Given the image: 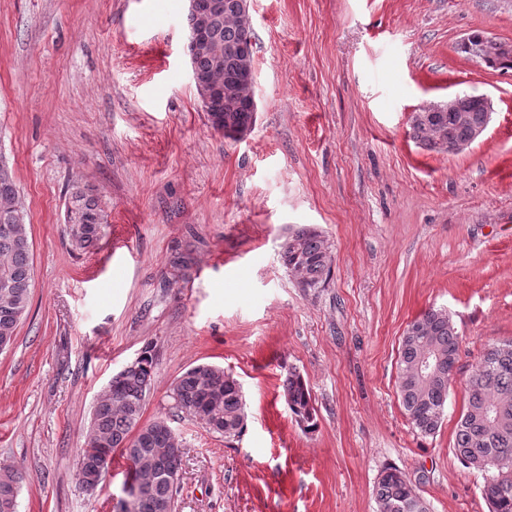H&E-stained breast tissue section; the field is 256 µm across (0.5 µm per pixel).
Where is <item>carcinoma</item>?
<instances>
[{
  "label": "carcinoma",
  "mask_w": 512,
  "mask_h": 512,
  "mask_svg": "<svg viewBox=\"0 0 512 512\" xmlns=\"http://www.w3.org/2000/svg\"><path fill=\"white\" fill-rule=\"evenodd\" d=\"M213 0H199V13L186 16L193 29L200 16L210 19V43L197 53L196 66L208 79L223 88L235 86L240 70L253 65L241 58L242 31L233 9L215 12ZM202 107L217 121L214 130L247 127L253 122L247 97L230 99L217 92ZM411 137L431 146L452 136L469 135V127L448 121V113L435 112L427 122H410ZM71 242L79 249L93 246L100 238L104 210L91 189H71L64 212ZM32 237L27 210L9 163L0 165V280L15 288L0 292V339L14 341L18 323L15 311L27 312L33 279ZM280 261L303 288L324 286L331 273V246L314 228L302 225L285 238ZM460 336L448 312L431 308L416 318L405 331L398 362L397 384L402 406L413 427L422 435H433L441 427L452 377L448 365L457 361ZM430 356L436 372L422 374L420 362ZM154 358L146 350L140 363L112 376L110 395L96 403L81 452L95 460L103 452L120 451L129 461L128 483L150 481L135 512H175L177 485L172 474L180 467L170 444V425L165 417L141 423L152 388ZM468 400L456 426L454 450L466 465L488 475L483 494L489 512H512V341L490 345L477 370L466 383ZM283 392L295 421L314 425L315 409L303 377L288 371ZM172 409L201 421L225 439L240 437L247 414L237 380L212 364L188 369L174 384ZM19 472L0 470V499L18 493ZM377 512H430L406 474L385 467L375 484Z\"/></svg>",
  "instance_id": "obj_1"
}]
</instances>
